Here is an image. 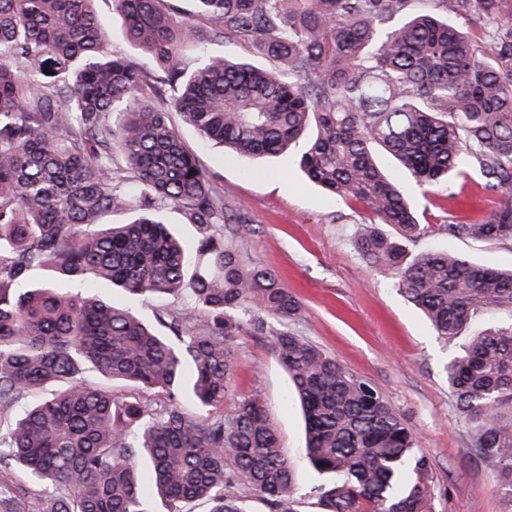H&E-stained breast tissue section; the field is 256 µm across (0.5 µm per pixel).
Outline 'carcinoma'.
I'll return each instance as SVG.
<instances>
[{"label":"carcinoma","mask_w":512,"mask_h":512,"mask_svg":"<svg viewBox=\"0 0 512 512\" xmlns=\"http://www.w3.org/2000/svg\"><path fill=\"white\" fill-rule=\"evenodd\" d=\"M174 2L112 0L144 67L109 48L95 0H0V512H155L154 495L166 512H245L237 486L297 512L296 460L262 400L226 413L224 398L243 318L286 323L301 305L224 235L246 220L224 214L172 112L226 157L296 150L310 181L374 214L356 248L435 336L465 339L448 387L512 512V270L446 250L409 257L421 224L376 156L423 186L475 170L512 191V0H436L476 16L486 41L435 13L392 23L409 0H195L182 17ZM199 20L277 68L201 51ZM169 207L204 228L193 258ZM117 208L137 218L104 223ZM448 234L512 241V201ZM101 288L170 299L168 334ZM498 314L508 322L472 330ZM272 346L304 414V460L325 478L322 512H432L429 462L381 393L296 333Z\"/></svg>","instance_id":"obj_1"}]
</instances>
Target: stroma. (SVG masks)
I'll return each instance as SVG.
<instances>
[{
	"mask_svg": "<svg viewBox=\"0 0 512 512\" xmlns=\"http://www.w3.org/2000/svg\"><path fill=\"white\" fill-rule=\"evenodd\" d=\"M171 119L213 188L223 191L225 211L247 220L242 230L225 225V235L234 237L247 264L275 271L300 301L302 311L289 330L380 391L412 430L417 451L431 463L434 512H503L493 471L482 462L444 375L457 345L439 342L394 280L366 264L354 244L371 212L325 194L301 175L292 153L247 165L228 161L179 114ZM385 166L405 187L423 226L413 252L447 249L481 264L512 267V242L458 239L444 230L484 222L507 201L506 192L485 189L474 172L452 179L450 187L428 189L394 161ZM254 322L245 318L236 337L239 366L224 407L261 396L285 445L299 450L303 416L296 403L284 400L291 385L271 347L280 325L268 318L259 331Z\"/></svg>",
	"mask_w": 512,
	"mask_h": 512,
	"instance_id": "1",
	"label": "stroma"
}]
</instances>
